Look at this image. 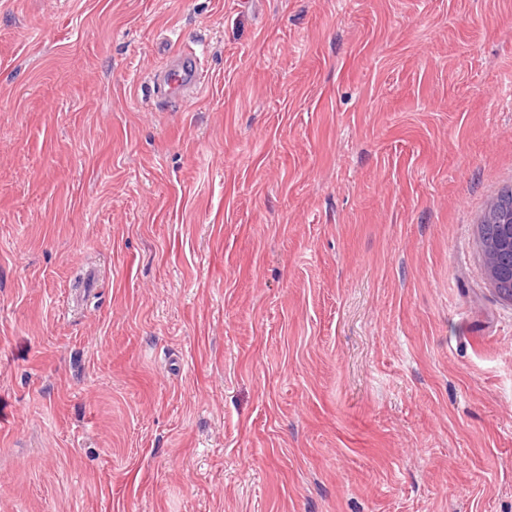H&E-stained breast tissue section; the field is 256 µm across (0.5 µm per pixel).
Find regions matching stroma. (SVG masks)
I'll use <instances>...</instances> for the list:
<instances>
[{
  "mask_svg": "<svg viewBox=\"0 0 512 512\" xmlns=\"http://www.w3.org/2000/svg\"><path fill=\"white\" fill-rule=\"evenodd\" d=\"M507 188L512 0H0V512H512ZM204 78L200 60L194 53L174 56L165 69L154 76V89L164 97L179 99L190 86L197 87ZM508 221H511V224H506ZM479 234L487 272L490 269L494 274V277L488 274L487 277L501 299L512 301V274H502L504 269L512 268V250L503 251L499 246L501 235L503 246L512 248L511 189L502 192L485 211L479 226Z\"/></svg>",
  "mask_w": 512,
  "mask_h": 512,
  "instance_id": "stroma-1",
  "label": "stroma"
}]
</instances>
